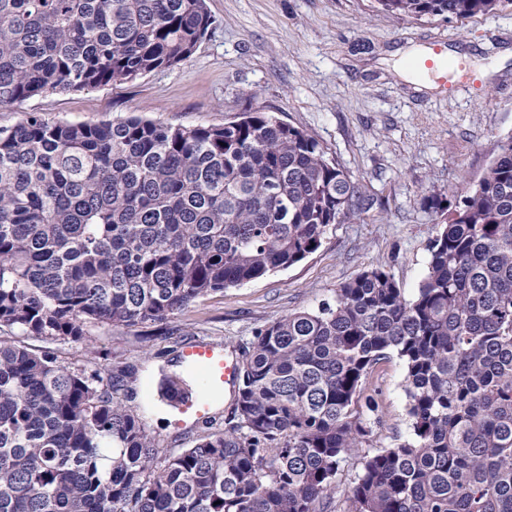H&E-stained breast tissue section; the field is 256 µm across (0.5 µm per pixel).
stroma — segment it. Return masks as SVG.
<instances>
[{"instance_id": "obj_1", "label": "stroma", "mask_w": 512, "mask_h": 512, "mask_svg": "<svg viewBox=\"0 0 512 512\" xmlns=\"http://www.w3.org/2000/svg\"><path fill=\"white\" fill-rule=\"evenodd\" d=\"M213 24L195 53L133 81L45 93L0 108V126L27 114L50 121L102 122L132 114L173 126L221 125L244 112H270L305 130L373 197L371 209L328 230L303 261L260 280L198 299L161 323L94 326L84 343L29 336L32 351L52 346L72 369L122 374L121 397L155 436L160 454L188 448L223 429L233 408L225 395L209 422L158 418L142 393L180 361L196 338L232 354L256 328L290 311L333 302L362 271L390 272L413 296L429 261L439 219L432 194L463 195L512 134V8L464 19H395L376 0H207ZM464 54L468 81L456 90L418 89L396 68L403 50ZM489 67L479 76V67ZM377 405L374 448L409 433L404 370L383 363L365 391Z\"/></svg>"}]
</instances>
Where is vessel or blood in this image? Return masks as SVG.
Instances as JSON below:
<instances>
[{
  "label": "vessel or blood",
  "instance_id": "1",
  "mask_svg": "<svg viewBox=\"0 0 512 512\" xmlns=\"http://www.w3.org/2000/svg\"><path fill=\"white\" fill-rule=\"evenodd\" d=\"M424 66L438 83L455 88L451 69L445 66L442 53L426 59ZM181 364L195 382L194 390L174 392L171 398L176 421L182 425L208 418L219 398L235 389L238 364L223 344L206 340L190 342L182 352Z\"/></svg>",
  "mask_w": 512,
  "mask_h": 512
}]
</instances>
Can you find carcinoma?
Instances as JSON below:
<instances>
[{
    "label": "carcinoma",
    "mask_w": 512,
    "mask_h": 512,
    "mask_svg": "<svg viewBox=\"0 0 512 512\" xmlns=\"http://www.w3.org/2000/svg\"><path fill=\"white\" fill-rule=\"evenodd\" d=\"M377 2L414 20L512 6ZM211 24L206 0H0V106L177 66ZM372 205L267 112L0 127V512H324L394 357L409 435L364 457L342 512H512V135L431 240L413 298L372 268L258 329L224 430L162 465L119 380L18 340L163 321L303 261Z\"/></svg>",
    "instance_id": "cac0c4a2"
}]
</instances>
